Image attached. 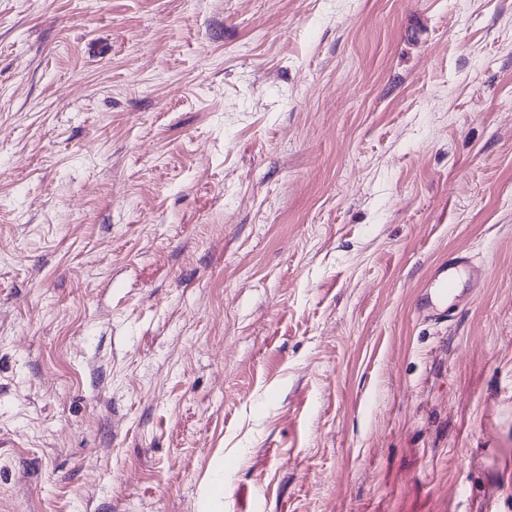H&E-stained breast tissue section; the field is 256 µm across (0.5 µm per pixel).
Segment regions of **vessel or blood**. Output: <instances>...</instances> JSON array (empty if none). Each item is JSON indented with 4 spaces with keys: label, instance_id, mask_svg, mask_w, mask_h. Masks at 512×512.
<instances>
[{
    "label": "vessel or blood",
    "instance_id": "obj_1",
    "mask_svg": "<svg viewBox=\"0 0 512 512\" xmlns=\"http://www.w3.org/2000/svg\"><path fill=\"white\" fill-rule=\"evenodd\" d=\"M462 275L478 282L484 279L485 268L465 252L457 253L447 264L441 265L434 275L432 288L421 300L428 318L443 322L453 316L454 311L448 306V297L455 294L456 281Z\"/></svg>",
    "mask_w": 512,
    "mask_h": 512
}]
</instances>
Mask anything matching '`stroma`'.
Wrapping results in <instances>:
<instances>
[{
	"instance_id": "obj_1",
	"label": "stroma",
	"mask_w": 512,
	"mask_h": 512,
	"mask_svg": "<svg viewBox=\"0 0 512 512\" xmlns=\"http://www.w3.org/2000/svg\"><path fill=\"white\" fill-rule=\"evenodd\" d=\"M0 512H512V0H0ZM460 274L477 283L484 279L485 268L476 263L467 252H458L441 265L433 278L434 288L421 299V307L426 310L427 317L439 322L449 320L454 310L448 308V295H455V284Z\"/></svg>"
}]
</instances>
